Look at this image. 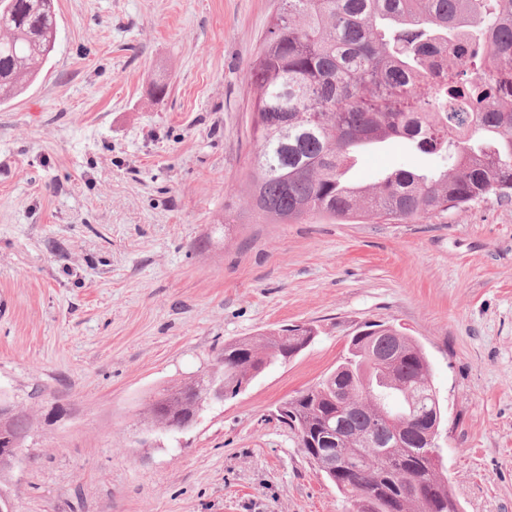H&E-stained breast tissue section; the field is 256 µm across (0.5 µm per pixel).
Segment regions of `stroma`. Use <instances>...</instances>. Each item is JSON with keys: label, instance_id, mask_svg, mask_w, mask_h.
<instances>
[{"label": "stroma", "instance_id": "obj_1", "mask_svg": "<svg viewBox=\"0 0 512 512\" xmlns=\"http://www.w3.org/2000/svg\"><path fill=\"white\" fill-rule=\"evenodd\" d=\"M278 3L57 0L54 54L0 105V399L35 417L14 512H350L277 410L367 322L428 356L460 512H512V201L259 218L247 71ZM443 165L395 139L350 177ZM299 323L309 347L192 429L140 424L225 341Z\"/></svg>", "mask_w": 512, "mask_h": 512}]
</instances>
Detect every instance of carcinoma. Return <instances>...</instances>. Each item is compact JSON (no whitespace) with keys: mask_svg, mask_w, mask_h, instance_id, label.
I'll list each match as a JSON object with an SVG mask.
<instances>
[{"mask_svg":"<svg viewBox=\"0 0 512 512\" xmlns=\"http://www.w3.org/2000/svg\"><path fill=\"white\" fill-rule=\"evenodd\" d=\"M55 0H0V105L25 93L57 41ZM253 127L248 203L288 224L324 215L416 223L481 201H512V0H285L249 66ZM402 138L448 166L349 180L362 149ZM285 325L224 344L205 376L150 397L143 422L183 432L210 384L235 396L272 362L314 341ZM352 512H460L437 468L443 417L431 365L386 324L351 336L336 367L277 410ZM32 416L15 412L0 448H24Z\"/></svg>","mask_w":512,"mask_h":512,"instance_id":"carcinoma-1","label":"carcinoma"}]
</instances>
